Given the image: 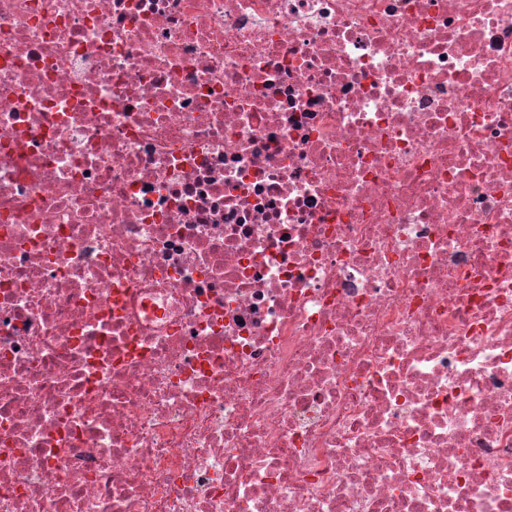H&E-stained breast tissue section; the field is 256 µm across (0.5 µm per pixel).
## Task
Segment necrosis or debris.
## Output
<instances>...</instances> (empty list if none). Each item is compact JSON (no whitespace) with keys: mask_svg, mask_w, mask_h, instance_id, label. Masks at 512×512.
Listing matches in <instances>:
<instances>
[{"mask_svg":"<svg viewBox=\"0 0 512 512\" xmlns=\"http://www.w3.org/2000/svg\"><path fill=\"white\" fill-rule=\"evenodd\" d=\"M0 512H512V0H0Z\"/></svg>","mask_w":512,"mask_h":512,"instance_id":"1","label":"necrosis or debris"}]
</instances>
